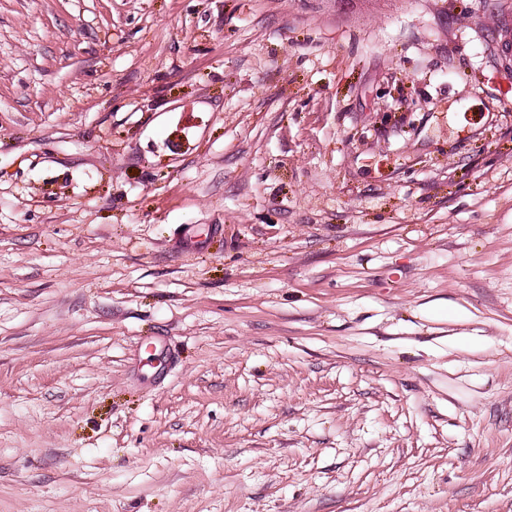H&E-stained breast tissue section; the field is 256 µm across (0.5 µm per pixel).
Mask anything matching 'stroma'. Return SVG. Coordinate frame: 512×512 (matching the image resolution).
I'll return each mask as SVG.
<instances>
[{
	"label": "stroma",
	"instance_id": "35a3bbf8",
	"mask_svg": "<svg viewBox=\"0 0 512 512\" xmlns=\"http://www.w3.org/2000/svg\"><path fill=\"white\" fill-rule=\"evenodd\" d=\"M0 512H512V0H0Z\"/></svg>",
	"mask_w": 512,
	"mask_h": 512
}]
</instances>
